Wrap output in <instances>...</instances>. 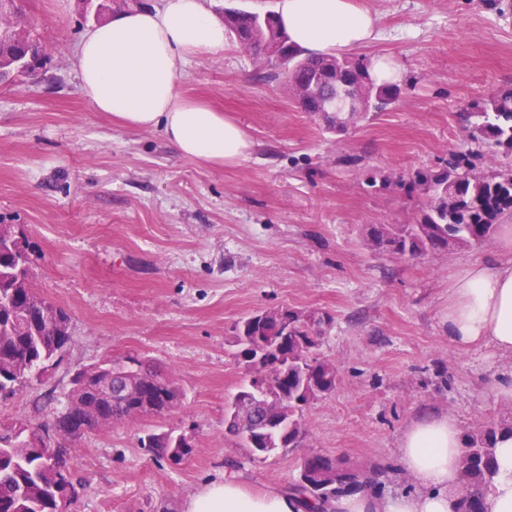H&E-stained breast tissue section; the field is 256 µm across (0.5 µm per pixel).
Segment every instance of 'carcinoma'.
<instances>
[{"mask_svg":"<svg viewBox=\"0 0 512 512\" xmlns=\"http://www.w3.org/2000/svg\"><path fill=\"white\" fill-rule=\"evenodd\" d=\"M0 25V78L23 72L15 68L13 48L19 42L35 44L37 28L23 32L13 23ZM228 35L268 68V77L284 76L291 97L316 112L327 107L325 130L342 134L355 119L385 112L401 96L393 83H379L372 73L374 58L365 54L315 56L290 43L276 13L268 17L234 8L224 9ZM365 102L362 112H343V94ZM467 132L477 151L454 154L439 170L416 169L401 185L416 197L419 217L414 224L368 227L373 245L401 257L446 250L454 245L480 246L499 225L512 219V88L494 93L465 113ZM499 169L486 172L482 165ZM456 188L448 204V188ZM31 253L24 261L0 252V401L34 382H42L48 368L61 363L72 340L71 319L65 309L42 298L32 284ZM333 318L319 310L277 307L252 314L232 327L230 346L243 371L239 392L252 390L256 375L266 385L252 400H274L279 406L250 408L232 415L233 402L224 409V436L266 458L283 448H296L303 436V413L313 402L333 393L340 380L336 361L318 353ZM135 382L122 399L102 390L106 369ZM177 386L143 357L129 355L91 367L80 387L67 393L52 426L0 428V512H60L62 501L78 498L81 482L73 479L69 460L74 444L85 433L132 421L161 416L178 401ZM512 438V415L481 424L463 435L460 459L462 512H485L482 492L496 475V447ZM141 448L156 459L178 463L192 446L171 432L151 433ZM368 477L343 455L306 456L293 479L292 492L325 512L331 500L361 488Z\"/></svg>","mask_w":512,"mask_h":512,"instance_id":"cac0c4a2","label":"carcinoma"}]
</instances>
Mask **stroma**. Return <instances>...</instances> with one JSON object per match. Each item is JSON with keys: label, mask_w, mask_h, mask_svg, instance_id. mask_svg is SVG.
<instances>
[{"label": "stroma", "mask_w": 512, "mask_h": 512, "mask_svg": "<svg viewBox=\"0 0 512 512\" xmlns=\"http://www.w3.org/2000/svg\"><path fill=\"white\" fill-rule=\"evenodd\" d=\"M357 2L378 17L360 51L399 65L400 101L327 133L294 106L284 78H265L228 41L178 79L253 141L239 164L213 167L179 157L159 131L92 111L73 64L88 27L80 0H27L49 61L0 84V224L27 244L35 288L70 315L73 340L42 383L0 402V424H47L75 369L127 355L153 359L183 393L162 416L77 443L70 465L83 489L72 512H180L188 493L227 471L285 488L316 452L345 455L382 491H404L397 444L411 421L446 413L468 431L512 409L495 386L512 359L456 349L441 322L449 277L492 255L496 240L411 260L365 233L415 223L396 178L474 149L464 109L512 87V0ZM348 154L359 164H342ZM369 168L391 184L368 186ZM281 306L332 316L320 351L342 382L306 410L299 447L255 458L224 435V407L243 381L228 341L239 318ZM162 431L190 437L181 464L140 448Z\"/></svg>", "instance_id": "obj_1"}]
</instances>
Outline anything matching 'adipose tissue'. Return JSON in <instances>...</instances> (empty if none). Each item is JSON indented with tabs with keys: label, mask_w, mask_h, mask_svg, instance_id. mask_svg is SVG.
<instances>
[{
	"label": "adipose tissue",
	"mask_w": 512,
	"mask_h": 512,
	"mask_svg": "<svg viewBox=\"0 0 512 512\" xmlns=\"http://www.w3.org/2000/svg\"><path fill=\"white\" fill-rule=\"evenodd\" d=\"M291 40L310 53L333 55L370 40L378 19L354 0H278ZM224 22L205 0H162L94 25L80 37L74 64L83 98L122 126L160 131L185 159L235 165L253 142L246 130L211 103L182 94L181 69L223 52ZM448 341L459 349L491 346L512 356V224L500 227L493 257L461 267L448 283L442 317ZM463 430L448 414L418 419L398 440L401 470L410 490L382 494L363 486L336 498L330 512H459V456ZM497 475L486 512H512V438L497 446ZM180 512H310L297 495L256 489L228 473L204 483L180 503Z\"/></svg>",
	"instance_id": "1"
}]
</instances>
